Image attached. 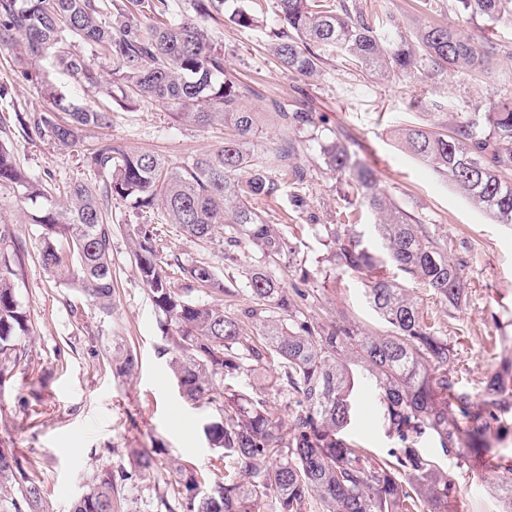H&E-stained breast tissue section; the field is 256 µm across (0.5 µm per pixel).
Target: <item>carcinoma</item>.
<instances>
[{
	"label": "carcinoma",
	"mask_w": 512,
	"mask_h": 512,
	"mask_svg": "<svg viewBox=\"0 0 512 512\" xmlns=\"http://www.w3.org/2000/svg\"><path fill=\"white\" fill-rule=\"evenodd\" d=\"M183 2V10L171 13L168 0H0V47L11 52L22 77L40 83L53 100L51 112L16 110L13 126H0V185H10L30 203V223L40 230L42 269L110 313L113 200L136 212L157 211L187 239L218 243L224 261L237 267L229 288L204 262L173 264L159 256L150 225L129 229L139 276L163 316L161 354L169 356L183 397L211 402L216 379L275 363L279 372L268 378L267 388L287 381L293 405L285 434L265 397L224 387L222 416L203 432L232 460L235 472L209 476L172 462L170 488L182 512H267L270 501L272 512H447L455 474L420 452L418 439L434 437L459 465L482 453L492 423L508 409L499 375L488 380L483 406L473 408L470 393L448 377L453 358L448 340L428 325L407 289L380 272V258L347 236L348 222L357 218L353 210L340 209L336 223L323 225L326 262L368 277L367 302L386 330L368 333L311 319L303 310L308 295L298 288L288 292L271 270L289 259L292 248L255 202L275 197L285 179L295 188L291 205L307 207L298 193L309 177L301 152L314 142L321 166L344 179L360 204L380 216L377 236L400 270L456 307L464 292L462 264L451 260L427 225L384 194L375 170L356 159L338 134H319L314 113L272 102L277 142L262 155L254 153L257 113L243 101L255 90L224 74V49L213 42L208 23L225 18L250 30L259 19L245 0ZM457 3L464 14L492 24L512 21V0ZM273 13L270 49L297 78L313 76L327 53L373 78L418 73L433 79L457 69L491 73L493 46L437 24L409 35L395 22L378 27L359 0H273ZM77 42L94 47L109 63V94L117 105L147 103L198 126L220 119L230 129L223 145L174 164L160 154L126 152L102 142L84 154L97 181L67 183L59 201L43 204L49 190L17 166L11 129L70 149L85 130L111 123L110 112L73 103L37 71L40 60L52 54L79 85L101 87L104 71L72 50ZM483 118L486 130L465 120L450 135L415 127L401 130L399 140L475 207L512 224V97L490 104ZM249 245L261 255L255 263L244 252ZM23 253L22 240L1 224L0 362L18 357L14 339L28 331V314L15 288ZM172 265L188 282L214 292L232 293L240 286L254 305L228 314L196 301L191 289L172 286ZM137 366L132 351L112 353L117 375L129 377ZM354 366L397 444L381 461L347 436ZM131 455L134 472L153 478V456L139 448ZM488 461L497 473L499 512H512V459L491 454ZM5 499L13 512H45L40 484L11 448H0V501ZM73 512H117L112 479L93 483Z\"/></svg>",
	"instance_id": "1"
}]
</instances>
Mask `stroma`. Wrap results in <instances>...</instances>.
Wrapping results in <instances>:
<instances>
[{"instance_id":"1","label":"stroma","mask_w":512,"mask_h":512,"mask_svg":"<svg viewBox=\"0 0 512 512\" xmlns=\"http://www.w3.org/2000/svg\"><path fill=\"white\" fill-rule=\"evenodd\" d=\"M253 6L263 21L261 27L243 30L226 21L211 24L210 33L224 49L227 76L256 90L255 97L245 102L261 115L254 151H266L279 133L268 100L309 109L325 118L328 129L342 130L351 152L376 170L382 190L447 244L449 256L463 265L466 290L460 307L442 303L430 288L409 279L393 263H386L383 271L409 289L438 334L447 337L454 350L450 377L470 392L474 406H482L490 376L498 372L512 379V225L475 208L407 153L393 131L402 125H450L473 117L478 99L512 96V25L464 16L456 0H376L377 12L392 16L406 29L436 21L493 42L499 49L493 74L481 82L466 69L425 82L380 80L348 68L335 56L314 76L299 81L279 67L270 49L265 35L266 26L273 23L269 0H253ZM41 68L75 103L109 109L112 123L103 130L85 131L77 151L12 135L16 163L32 179L51 174L60 184L93 181L82 151L101 141L129 152L153 151L174 163L215 150L224 141L223 123L183 125L169 112L144 103L126 109L115 105L106 89L77 86L54 59L43 60ZM2 81L12 82L14 99L0 102V114L51 109L39 85L17 76L4 50H0ZM302 158L311 164L302 188L309 210H293L284 190L275 200L259 205L282 226L292 247L289 263L275 267V275L284 288L304 286L308 312L318 322H351L366 330H383L365 299L366 277L327 271L323 227L335 223L345 183L311 163L310 153ZM110 210L115 292L114 309L107 315L41 269L39 229L29 222L30 207L11 188L0 186V223L13 225L25 243L15 285L30 315L29 333L17 339L24 356L0 382V447L14 449L25 470L40 480L47 512H71L74 502L106 473L117 487L120 512H160L170 460L201 469L218 462L219 452L205 438L203 426L219 412L215 405L191 403L179 393L168 359L159 352L160 317L139 278L128 227H155L154 246L165 259L207 262L224 279L235 270L218 245L191 242L156 212L140 214L118 201ZM118 340L138 357L133 376H117L108 363ZM354 393L351 439L374 458H387L395 442L386 435L373 397L359 386ZM419 446L437 466L456 474L448 512H498L492 491L496 476L486 458L460 466L443 454L431 436H424ZM132 448L151 452L158 465L154 479L122 476Z\"/></svg>"}]
</instances>
